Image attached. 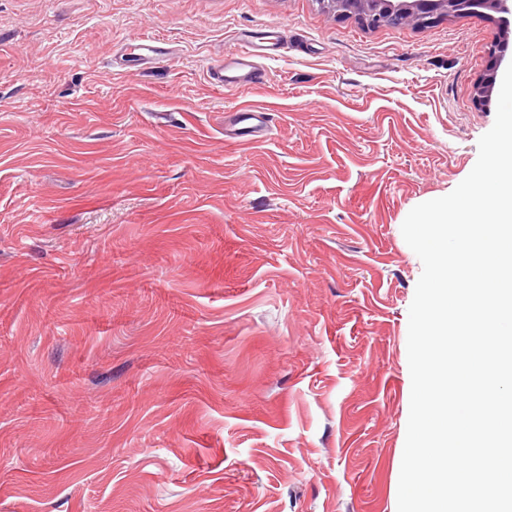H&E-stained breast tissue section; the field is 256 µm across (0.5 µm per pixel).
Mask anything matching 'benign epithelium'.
Segmentation results:
<instances>
[{
  "label": "benign epithelium",
  "instance_id": "1",
  "mask_svg": "<svg viewBox=\"0 0 512 512\" xmlns=\"http://www.w3.org/2000/svg\"><path fill=\"white\" fill-rule=\"evenodd\" d=\"M334 16L354 17L370 25L384 23L390 17L430 24L441 17L462 16L480 11L497 14L501 37L489 49L490 64L475 86L474 99L485 101L494 90L497 74L512 42V0H319Z\"/></svg>",
  "mask_w": 512,
  "mask_h": 512
}]
</instances>
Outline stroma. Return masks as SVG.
<instances>
[{"label":"stroma","instance_id":"1","mask_svg":"<svg viewBox=\"0 0 512 512\" xmlns=\"http://www.w3.org/2000/svg\"><path fill=\"white\" fill-rule=\"evenodd\" d=\"M498 34L0 0V512H397L402 224L473 169ZM243 38L268 82L213 85ZM243 106L272 120L235 142Z\"/></svg>","mask_w":512,"mask_h":512}]
</instances>
